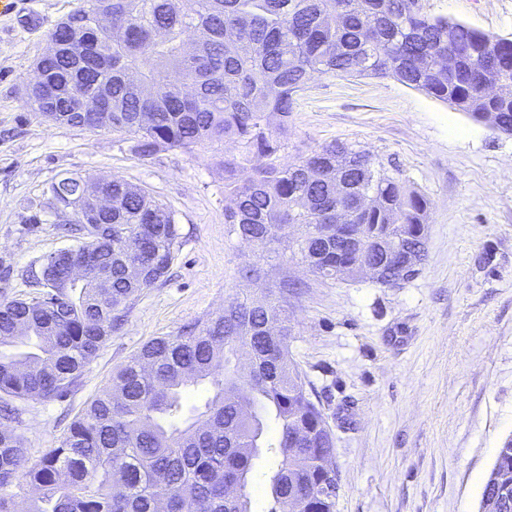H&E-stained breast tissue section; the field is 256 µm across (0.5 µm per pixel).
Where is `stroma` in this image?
Returning a JSON list of instances; mask_svg holds the SVG:
<instances>
[{
	"instance_id": "1",
	"label": "stroma",
	"mask_w": 512,
	"mask_h": 512,
	"mask_svg": "<svg viewBox=\"0 0 512 512\" xmlns=\"http://www.w3.org/2000/svg\"><path fill=\"white\" fill-rule=\"evenodd\" d=\"M76 0H0V300L35 295L29 277L70 240L54 214L24 206L67 172L119 178L172 212L180 239L166 279L62 400H12L37 461L149 340L222 311L251 283L294 282L293 360L336 441V512H478L496 452L512 436V136L391 78L311 77L295 98L283 160L338 141L369 151L429 201L428 253L399 286L324 284L289 256L259 259L224 222L221 151L148 159L130 135L57 127L31 112L26 77ZM424 13L512 38V0H419Z\"/></svg>"
}]
</instances>
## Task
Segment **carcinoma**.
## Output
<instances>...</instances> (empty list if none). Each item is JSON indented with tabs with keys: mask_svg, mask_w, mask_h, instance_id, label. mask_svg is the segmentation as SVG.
Returning <instances> with one entry per match:
<instances>
[{
	"mask_svg": "<svg viewBox=\"0 0 512 512\" xmlns=\"http://www.w3.org/2000/svg\"><path fill=\"white\" fill-rule=\"evenodd\" d=\"M105 0H77L54 25L50 38H71L70 20L89 16ZM118 25L100 32L75 55L39 56L34 66L57 89L56 100L26 105L56 126H81L74 103L90 109L98 91L112 89V124L134 135L132 150L151 158L165 149L192 154L226 140L238 152L224 158L225 209L230 232L261 252L288 250L313 260L316 277L336 281V236L317 233L332 224L336 207L352 208L367 193L373 205L353 208L349 224L360 249L384 261L393 279L402 259L393 244L421 267L427 239L428 202L391 176L369 152L331 142L281 163L288 145L293 96L313 72L334 77H390L451 104L480 122L495 118L512 131V102L487 98L479 82L512 85V40L442 17L407 0H110ZM195 34L193 41L186 36ZM468 50L480 67L459 58L450 71L441 59ZM139 112L153 125L133 127ZM250 171L241 180L238 173ZM83 176L66 173L29 200L27 221L90 210L79 197ZM118 206L101 224L100 266L75 286L62 270L67 255L86 241L76 218L75 244L47 256L32 272L43 300L0 302V394L18 399H62L112 336L131 300L161 280L175 259L179 230L172 213L150 193L114 178L108 186ZM150 243L143 275L126 274L129 252ZM258 286L235 297L224 311L175 336L156 337L112 375V381L70 424L59 445L34 463L14 429L13 408L0 407V512H17L14 481L34 491L28 512H251L246 492L262 449L276 457L267 483L273 506L287 512L288 496L326 483L321 463L331 461L335 441L312 400L306 377L290 356L288 289ZM282 325L279 341L265 336L269 322ZM208 383L205 411L184 422L186 388ZM274 433L266 437L268 423ZM300 428L311 435L308 457H288ZM512 476V438L497 450L484 484L479 512L494 478ZM240 485L231 506L224 487ZM337 495H315L303 512H336Z\"/></svg>",
	"mask_w": 512,
	"mask_h": 512,
	"instance_id": "cac0c4a2",
	"label": "carcinoma"
}]
</instances>
